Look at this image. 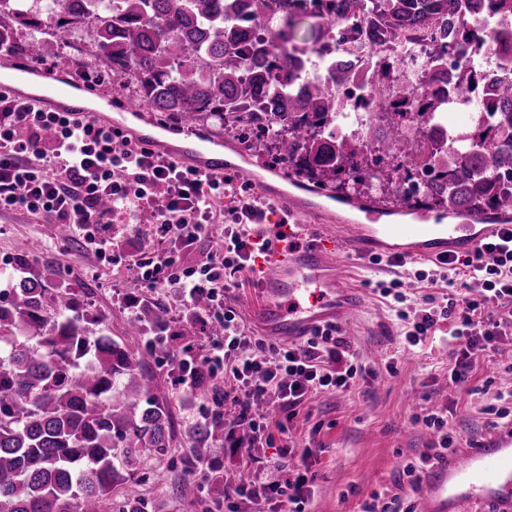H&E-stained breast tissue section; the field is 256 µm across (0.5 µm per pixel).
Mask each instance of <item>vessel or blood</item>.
Masks as SVG:
<instances>
[{
    "label": "vessel or blood",
    "mask_w": 512,
    "mask_h": 512,
    "mask_svg": "<svg viewBox=\"0 0 512 512\" xmlns=\"http://www.w3.org/2000/svg\"><path fill=\"white\" fill-rule=\"evenodd\" d=\"M55 93L59 98L55 111H71L117 126V119L102 111L66 104L68 82H58ZM145 141L174 160L206 173L221 174L233 168L222 154L204 148L199 141L180 147L152 135L146 136ZM252 185L263 200L278 203L290 213H302L303 207L295 196L279 192L262 179L253 180ZM381 217V212H368L367 218L375 228L371 241L366 243H353L340 236L332 248L315 244L296 248L291 244L293 231L287 225L282 228V237L271 238L268 253L260 262L267 295L261 321L267 335L297 341L324 325L344 324L363 307L361 292L345 283L343 267L333 258V251L352 250L363 255L374 250L376 242L402 239L411 244L407 253L411 259H434L451 251L470 255L483 237L498 230L497 225L487 224L478 231L467 220L448 225L425 220L417 224H385ZM423 496L426 512H461L467 503L492 508L493 512H512V426L467 448L462 461L434 463L425 473Z\"/></svg>",
    "instance_id": "vessel-or-blood-1"
}]
</instances>
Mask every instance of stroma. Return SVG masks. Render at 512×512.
I'll return each mask as SVG.
<instances>
[{
    "label": "stroma",
    "mask_w": 512,
    "mask_h": 512,
    "mask_svg": "<svg viewBox=\"0 0 512 512\" xmlns=\"http://www.w3.org/2000/svg\"><path fill=\"white\" fill-rule=\"evenodd\" d=\"M40 68L43 79H64L75 87L87 84L105 101L123 102L133 94L132 88L94 63L87 52V34L80 30H71L51 44ZM213 143L236 153L245 165L244 170L230 175L234 191H250L248 176L252 173L287 183L284 170L270 152L248 154L226 136L214 138ZM305 200L311 212L298 216L297 221L316 225L317 233L295 235L297 245H308L315 236L335 237L336 225L320 222L318 209L333 211L339 223L365 221L362 210L323 195L309 194ZM340 260L354 265L355 283L367 291L365 307L341 328L349 353L364 368L363 378L348 391L308 399L287 432L272 431L262 463H248L246 432L225 438L224 468L245 482L281 480L284 467L292 463L290 449L308 445L314 451L309 464L316 480L307 493L305 512H363L369 500L375 512H385V499L370 498L375 491L398 495L404 504L418 510L422 494L411 490L402 470L430 446L433 435L417 422V414L432 408L447 410L448 425L457 437L449 450L453 456L490 437L494 412L504 406L501 396L512 391V338L478 355L466 383L453 382L449 377L453 361L447 323H438L435 335L417 349H410L409 322L399 319L390 299L373 288L377 282L400 281L411 310L421 307L425 296L447 297L443 285L414 276L418 269H431V262L411 260L402 267H389L351 254L341 255ZM34 274L45 275L91 302L105 315L113 335H120L127 321L142 313L137 291L126 284L130 273L124 262L102 260L82 234L58 237L47 219L24 212L0 214V290H8L14 279ZM258 277L257 271H242L232 305L246 328L259 336L263 333L261 311L266 298ZM163 300L170 312L166 331L159 337L145 334L140 345L149 352L150 377L168 387L175 399L176 428L166 455L142 463L124 490L140 500L143 512H229L231 502L237 499L235 485H225L223 494H216L210 481L188 467L185 429L215 412L233 413L234 408L224 403L223 379L206 378L193 388L180 383L173 359L186 349L194 356H204L209 328L202 320V308L184 304L175 289H167ZM187 331L198 336L190 346L182 338ZM392 362L398 368L394 375L386 370Z\"/></svg>",
    "instance_id": "stroma-1"
}]
</instances>
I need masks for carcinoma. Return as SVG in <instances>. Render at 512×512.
<instances>
[{"mask_svg": "<svg viewBox=\"0 0 512 512\" xmlns=\"http://www.w3.org/2000/svg\"><path fill=\"white\" fill-rule=\"evenodd\" d=\"M31 0H0V29L41 25ZM52 0L48 14L55 29L79 25L96 33L94 54L113 77L132 82L140 100L161 121L198 126L220 121L224 132L238 133V144L251 151L252 139L266 136L288 177L307 179L335 196L346 184L361 185L363 160L343 137L328 135L338 123L336 97L327 80L332 64L311 56L327 30L309 18L339 21L359 18L368 36L407 39L432 21L457 22L460 65L472 71L481 60L467 53L475 43L488 52L512 42V0H383V25L374 14L376 0ZM206 55L214 65L196 71L193 60ZM394 62L377 69L368 96L391 115L380 150L414 161L417 134L405 135L408 116L446 122L457 101L468 103L470 125L448 129L449 139L434 150L458 156L444 174L429 166V192L418 200L402 194L401 175L386 174V198L393 210H438L472 215L512 209V191L497 189L512 178V82L495 86L486 99L475 87L417 89L396 105L376 93L388 81ZM250 95L268 112L292 118L288 132L261 128V120L238 112ZM168 310L161 302L146 305L144 315L114 338L102 314H90L71 292L49 279L23 277L0 295V512H141L138 501L121 495L120 486L139 464L163 455L173 437V398L143 371L145 359L130 343L143 336L145 324L166 329ZM224 429V414L196 422L187 459L210 466L221 449L214 441Z\"/></svg>", "mask_w": 512, "mask_h": 512, "instance_id": "carcinoma-1", "label": "carcinoma"}]
</instances>
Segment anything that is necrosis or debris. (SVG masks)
Masks as SVG:
<instances>
[{
    "mask_svg": "<svg viewBox=\"0 0 512 512\" xmlns=\"http://www.w3.org/2000/svg\"><path fill=\"white\" fill-rule=\"evenodd\" d=\"M456 41L455 33H443L441 27L426 31L414 41H383L369 44L365 25L358 19H347L334 23L326 39L322 43L323 57L338 60L346 57L348 50H355L354 66L347 80L336 83V105L338 112L346 117L343 124L338 125L339 133L357 148L366 162L364 174L367 186H376L379 177L391 168H400L404 177L402 190L404 193L421 195L429 182L423 165L424 160L432 158L439 170H447V155L432 156L431 145L443 139L442 130L429 126L423 127L420 133V165L413 166L402 162L397 154L382 155L379 146L367 138L369 129L386 126L390 121L388 112L369 103L365 92L373 79L379 65L386 60L396 61L384 89V97L393 102L402 101L407 90L438 84L443 68H457L455 53L451 48ZM442 56L443 68L432 67L435 56Z\"/></svg>",
    "mask_w": 512,
    "mask_h": 512,
    "instance_id": "necrosis-or-debris-1",
    "label": "necrosis or debris"
}]
</instances>
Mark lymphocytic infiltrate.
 Wrapping results in <instances>:
<instances>
[{"mask_svg": "<svg viewBox=\"0 0 512 512\" xmlns=\"http://www.w3.org/2000/svg\"><path fill=\"white\" fill-rule=\"evenodd\" d=\"M227 177L180 165L174 159L131 141L123 131L72 112H53L35 100L0 93V213L45 215L56 223L80 230L97 251L111 248L101 234L123 215L141 210L154 214L152 233L164 248L147 259L132 262L133 286L154 293L182 289L187 303L204 301L211 322L222 336L213 338L204 357L186 356L176 365L184 382L200 374L223 375L238 413L234 426L247 427L253 448L269 440L271 428L287 432L308 396L346 391L363 369L344 352L339 326L316 330L302 344H280L245 331L230 303L238 275L254 266L264 251L265 237L252 227L269 221L271 207L248 194H233L229 213L213 209L211 195L223 192ZM108 208H101V201ZM224 227L222 251L207 254L193 267H180L177 255ZM467 281H460V274ZM436 274L446 284V303H426L400 319H411L410 345H418L438 321L449 324L455 343L452 380L467 381L475 356L512 332V227L495 238L483 239L474 255L439 257ZM276 401L284 422L272 423L264 411ZM435 429V447L423 450L403 469L411 488L454 438L442 415H424ZM311 448H303L291 477L267 483H245L239 496L251 503L275 502L277 512H302L305 492L315 479L308 466Z\"/></svg>", "mask_w": 512, "mask_h": 512, "instance_id": "1", "label": "lymphocytic infiltrate"}]
</instances>
